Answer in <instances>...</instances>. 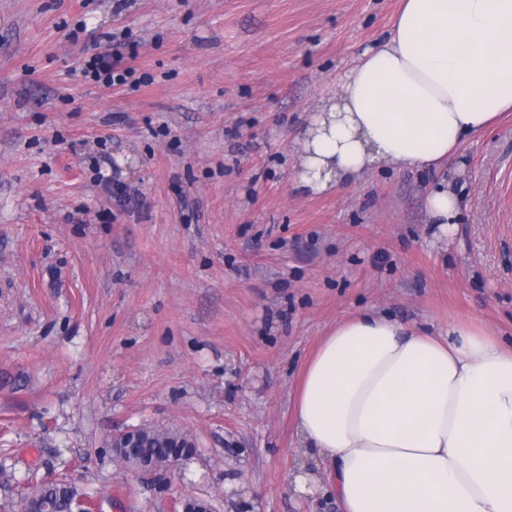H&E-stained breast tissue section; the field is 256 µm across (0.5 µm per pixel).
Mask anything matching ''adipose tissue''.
<instances>
[{"label": "adipose tissue", "instance_id": "adipose-tissue-1", "mask_svg": "<svg viewBox=\"0 0 512 512\" xmlns=\"http://www.w3.org/2000/svg\"><path fill=\"white\" fill-rule=\"evenodd\" d=\"M511 113L512 0H401L295 137L297 182L436 169ZM293 421L341 512H512V348L489 330L435 337L361 311L308 359Z\"/></svg>", "mask_w": 512, "mask_h": 512}]
</instances>
